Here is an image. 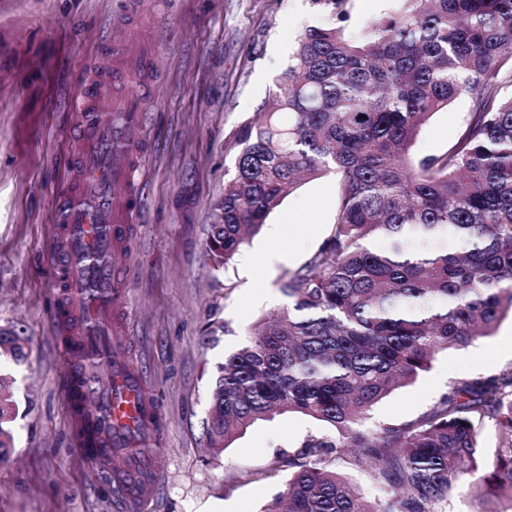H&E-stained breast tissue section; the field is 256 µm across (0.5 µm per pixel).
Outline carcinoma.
Here are the masks:
<instances>
[{
  "label": "carcinoma",
  "instance_id": "obj_1",
  "mask_svg": "<svg viewBox=\"0 0 512 512\" xmlns=\"http://www.w3.org/2000/svg\"><path fill=\"white\" fill-rule=\"evenodd\" d=\"M348 0H311L328 20L298 37L265 111L236 135L234 170L211 212L207 250L226 268L305 177H336V220L281 286L286 307L218 366L207 437L294 412L336 431L288 455L284 489L261 512H443L474 478L512 512V366L458 379L415 421L365 427L373 406L440 353L492 335L512 314V0H397L346 34ZM460 97L452 145L418 154L423 125ZM454 254L420 249L439 233ZM25 358L0 329V357ZM14 404L0 380V458ZM507 434L487 458L481 428ZM347 464L387 498H364Z\"/></svg>",
  "mask_w": 512,
  "mask_h": 512
}]
</instances>
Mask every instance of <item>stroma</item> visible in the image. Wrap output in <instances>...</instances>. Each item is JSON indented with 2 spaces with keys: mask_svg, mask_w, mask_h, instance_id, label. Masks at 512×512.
I'll use <instances>...</instances> for the list:
<instances>
[{
  "mask_svg": "<svg viewBox=\"0 0 512 512\" xmlns=\"http://www.w3.org/2000/svg\"><path fill=\"white\" fill-rule=\"evenodd\" d=\"M326 17L310 0H0V327L26 341L5 361L17 404L13 450L0 462V512H135L94 464L75 457L62 400L63 350L52 322L53 189L74 146L77 76L126 34L128 64L151 52L139 206L117 251L125 290L117 325L128 362L158 405L161 477L136 512H260L282 491V461L321 423L298 413L260 421L223 451L206 422L217 368L260 319L287 307L281 290L328 236L333 177L302 181L226 270L207 250L235 136L264 110L298 35ZM467 99L435 114L415 150L445 151ZM282 254L279 262L270 261ZM512 318L493 335L439 354L415 383L376 405L370 425L428 412L455 379L512 366Z\"/></svg>",
  "mask_w": 512,
  "mask_h": 512,
  "instance_id": "stroma-1",
  "label": "stroma"
}]
</instances>
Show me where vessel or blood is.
I'll list each match as a JSON object with an SVG mask.
<instances>
[{"label":"vessel or blood","mask_w":512,"mask_h":512,"mask_svg":"<svg viewBox=\"0 0 512 512\" xmlns=\"http://www.w3.org/2000/svg\"><path fill=\"white\" fill-rule=\"evenodd\" d=\"M102 54L115 65L73 86L80 103L77 150L67 155V175L53 192L50 247L63 258L55 266L60 290L52 318L65 339L63 402L79 414L70 425L71 451L106 471L115 456H124L118 483L127 500L139 502L158 476L157 428L148 422L153 408L144 381L124 360L123 339L106 320L120 302L113 255L136 211L131 166L144 121L137 89L148 65L118 64L113 43Z\"/></svg>","instance_id":"vessel-or-blood-1"}]
</instances>
